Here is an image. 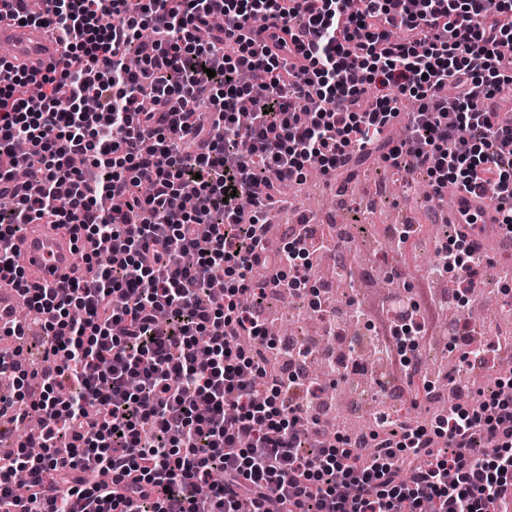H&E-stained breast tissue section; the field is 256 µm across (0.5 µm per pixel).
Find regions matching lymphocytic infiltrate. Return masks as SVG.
I'll return each instance as SVG.
<instances>
[{"mask_svg": "<svg viewBox=\"0 0 512 512\" xmlns=\"http://www.w3.org/2000/svg\"><path fill=\"white\" fill-rule=\"evenodd\" d=\"M30 2L0 15L52 26L64 52L38 77L0 58V284L39 310L54 366L29 401L0 351L17 382L0 413L43 424L38 455L0 465V512H503L511 396L306 450L317 419L239 297L309 283L305 237L268 257L263 218L313 162L336 177L377 154L407 187L495 186L512 236V0ZM35 220L90 243V277L27 281L10 242ZM263 264L275 279L253 278Z\"/></svg>", "mask_w": 512, "mask_h": 512, "instance_id": "lymphocytic-infiltrate-1", "label": "lymphocytic infiltrate"}]
</instances>
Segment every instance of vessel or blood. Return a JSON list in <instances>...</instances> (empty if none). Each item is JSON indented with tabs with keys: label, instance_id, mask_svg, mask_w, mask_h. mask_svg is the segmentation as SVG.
Wrapping results in <instances>:
<instances>
[{
	"label": "vessel or blood",
	"instance_id": "vessel-or-blood-1",
	"mask_svg": "<svg viewBox=\"0 0 512 512\" xmlns=\"http://www.w3.org/2000/svg\"><path fill=\"white\" fill-rule=\"evenodd\" d=\"M0 45L10 46L9 63L13 69L42 74L63 53V47L46 25H22L10 20L0 21ZM457 212L480 211L481 221H496L493 202L478 200L467 193H458ZM15 263L30 283L55 287L81 275L82 243L58 234L49 224L29 225L26 233L13 241Z\"/></svg>",
	"mask_w": 512,
	"mask_h": 512
}]
</instances>
